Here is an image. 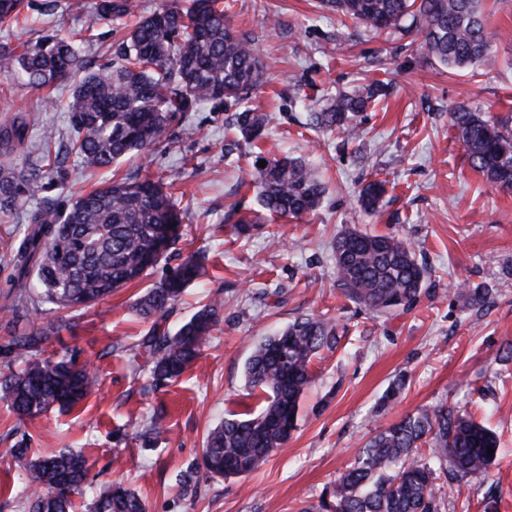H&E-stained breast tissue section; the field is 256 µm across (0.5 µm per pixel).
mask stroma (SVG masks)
<instances>
[{"label": "stroma", "instance_id": "35a3bbf8", "mask_svg": "<svg viewBox=\"0 0 512 512\" xmlns=\"http://www.w3.org/2000/svg\"><path fill=\"white\" fill-rule=\"evenodd\" d=\"M30 0L25 19L0 26V43L32 42L47 33L75 38L92 32L85 55L92 66L114 58L128 20L99 21L94 0ZM228 20L246 32L271 67L250 108L269 123L259 142L268 159L283 155L314 164L326 184L319 209L306 217L271 218L245 183L254 157L227 154L232 107L206 103L176 114L163 136L141 155L111 167L85 170L75 157L62 165V188H35L18 208L0 213V344L4 326L28 332L52 318L37 303L21 318L8 307L14 296V261L4 239L18 235L24 214L49 195L71 197L115 179L171 174L181 210L180 242L151 274L158 280L190 252L204 266L168 323L178 327L201 305L219 297L216 329L192 367L173 384L151 389L147 371L113 353L149 329L134 303L144 284L118 289L87 309L75 327L61 328L53 351L74 357L98 377L94 391L71 410L33 418L0 401V512H28L24 473L10 448L31 456L62 448L82 452L99 488L120 482L134 489L148 512H302L343 473L377 430L405 414L440 402L468 410L496 432L500 450L485 476L444 491L443 512H512V191L492 187L469 165L450 123V108L480 107L512 118V0H484L496 64L453 71L429 57L416 35L374 36L361 25L322 10L318 0H229ZM278 24L267 27L264 16ZM381 81L387 95L371 103L347 132L307 123L310 112L357 86ZM70 85L33 89L0 76V127L25 121L28 135L11 162L40 157L70 135L60 103ZM57 107H50L49 99ZM53 132L45 142V132ZM388 181L378 213L360 210L357 196L369 181ZM248 217L249 238L231 234V219ZM394 234L414 249L429 275L409 311L377 314L343 296L336 285L333 241L341 231ZM484 288L487 302L468 306L464 289ZM311 315L336 324L334 350L313 358L315 377L300 402L292 438L253 474L224 479L200 473L204 441L224 417L256 411L262 391L245 386L244 364L254 345L295 319ZM404 388L382 398L396 382ZM166 431L151 446L140 433L152 419Z\"/></svg>", "mask_w": 512, "mask_h": 512}]
</instances>
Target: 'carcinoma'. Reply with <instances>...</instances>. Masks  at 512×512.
I'll list each match as a JSON object with an SVG mask.
<instances>
[{"mask_svg": "<svg viewBox=\"0 0 512 512\" xmlns=\"http://www.w3.org/2000/svg\"><path fill=\"white\" fill-rule=\"evenodd\" d=\"M323 7L376 34L413 32L428 56L450 69L494 61L482 0H322ZM26 0H0V25L17 23ZM137 0H97V18L133 17ZM0 74L21 77L32 87L72 80L64 106L74 135L68 154L87 167L104 168L132 152L146 151L165 131L172 112H194L206 102L236 104L260 89L270 67L250 41L237 34L223 0H176L141 17L119 49L118 62L89 66L74 40L46 34L36 43L0 44ZM383 86L339 95L309 115L317 128L342 131L357 121ZM269 117L245 108L233 113L232 146H255ZM450 122L470 166L502 190H512V126L478 108L460 103ZM25 138V127L0 130V151L7 155ZM255 163L248 187L259 205L280 217L317 209L325 193L321 176L299 158L285 156ZM59 156L47 150L36 162L0 166V211L15 209L33 187L60 177ZM174 175L147 174L114 181L77 196L61 209L44 197L26 213L27 228L15 248V305L25 311L39 290L42 301L58 310L79 311L140 280L157 265L159 247L180 239V214L169 193ZM386 184L374 180L360 191L367 213L377 211ZM337 286L350 301L375 312L407 311L418 300L426 268L397 235L350 229L333 243ZM147 287L135 303L150 328L132 349L143 360L156 387L177 380L199 357L219 322L222 304L213 300L177 330L168 319L183 291L202 271L191 254ZM10 328L0 365V400L16 414L31 417L55 406L71 408L97 384L85 367L65 355L47 353L58 326L29 333ZM338 343L336 325L321 318L294 320L256 345L245 364V383L265 394L257 412L226 418L209 433L201 467L211 476L242 477L258 470L297 428L305 389L312 383L311 359ZM498 451L496 435L455 405L440 403L403 416L359 449L352 465L318 502L302 512H441L443 485L462 486L485 474ZM22 463L31 489L29 512H71L72 497L85 494L90 460L63 448L32 458L27 448L11 449ZM88 512H147L134 490L114 483L92 492Z\"/></svg>", "mask_w": 512, "mask_h": 512, "instance_id": "cac0c4a2", "label": "carcinoma"}]
</instances>
